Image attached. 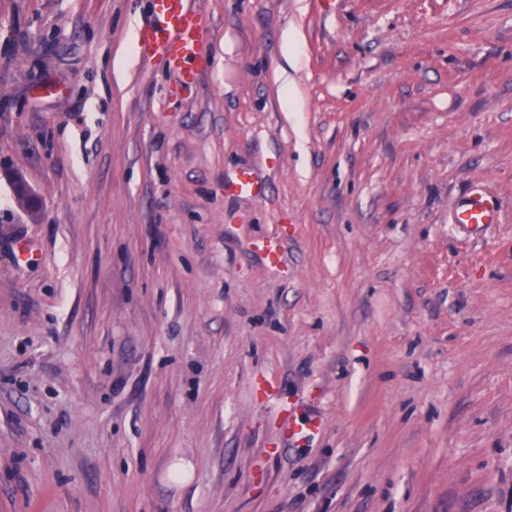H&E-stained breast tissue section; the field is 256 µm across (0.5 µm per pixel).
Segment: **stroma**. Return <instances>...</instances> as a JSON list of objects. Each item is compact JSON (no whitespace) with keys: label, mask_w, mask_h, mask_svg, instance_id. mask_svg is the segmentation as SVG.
Masks as SVG:
<instances>
[{"label":"stroma","mask_w":512,"mask_h":512,"mask_svg":"<svg viewBox=\"0 0 512 512\" xmlns=\"http://www.w3.org/2000/svg\"><path fill=\"white\" fill-rule=\"evenodd\" d=\"M195 2L0 0V512H512V0ZM205 30L204 16L192 0H153L151 18L139 33L140 55L146 63L161 60L173 65L182 81L194 80L192 65L202 54ZM456 223L474 228L487 227L489 224H496V215L493 208L479 201H469L457 204Z\"/></svg>","instance_id":"1"}]
</instances>
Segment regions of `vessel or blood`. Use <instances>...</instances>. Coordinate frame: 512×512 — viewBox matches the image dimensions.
<instances>
[{"label":"vessel or blood","mask_w":512,"mask_h":512,"mask_svg":"<svg viewBox=\"0 0 512 512\" xmlns=\"http://www.w3.org/2000/svg\"><path fill=\"white\" fill-rule=\"evenodd\" d=\"M205 29V19L193 0H153L152 15L139 33L140 55L147 63L167 62L181 80H193ZM455 210L457 223L467 227L482 228L496 221L494 209L479 201L457 204Z\"/></svg>","instance_id":"vessel-or-blood-1"}]
</instances>
